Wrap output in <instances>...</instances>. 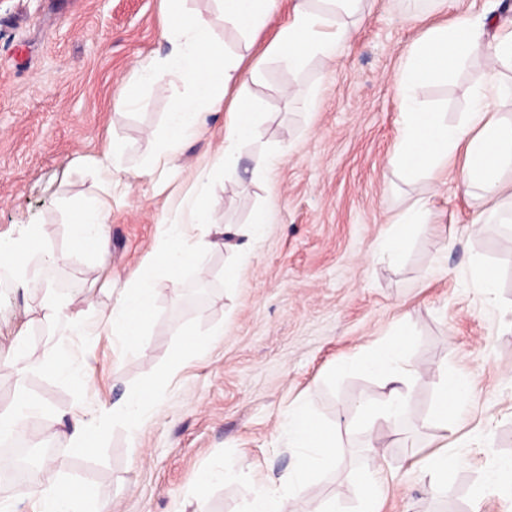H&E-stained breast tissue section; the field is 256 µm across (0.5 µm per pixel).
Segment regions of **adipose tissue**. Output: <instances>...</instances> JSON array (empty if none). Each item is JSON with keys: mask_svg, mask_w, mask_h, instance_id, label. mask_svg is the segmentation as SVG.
Returning a JSON list of instances; mask_svg holds the SVG:
<instances>
[{"mask_svg": "<svg viewBox=\"0 0 512 512\" xmlns=\"http://www.w3.org/2000/svg\"><path fill=\"white\" fill-rule=\"evenodd\" d=\"M169 20L161 36L171 46L160 61L140 64L134 83L121 87L123 106L140 105L139 89L167 72L177 78L182 90L167 114V133L155 137L153 150L139 167V175L154 176L167 166L183 143L196 139L207 114L223 112L224 139L216 153L195 173L194 180L175 205V219L164 225L160 243L152 252L146 271L121 288L111 305L100 313V321L112 335L114 357L132 350L141 332L155 314L156 278L165 276L179 283L186 274L203 277L208 255L213 248L208 226L215 219L207 204L209 191L221 183H235L245 144L254 137L266 114L263 99L245 94L247 78L257 77L269 58L277 57L295 69L316 58H332L339 45L350 36L340 23L344 14L359 10L361 0H295L288 21L277 30L263 55L246 61L243 55L227 48L210 22L186 11L185 0H166ZM275 0H224V22L251 35L265 28L272 19ZM484 15H459L446 25L428 30L407 52L402 75L396 85L400 131L387 158L389 167L406 177L432 175L448 159L463 154L459 180L467 194L480 199L498 200L511 187L504 177L512 172V119L499 116L492 101H512V82L489 79L475 89L468 112L454 123L444 113L424 107L415 88L423 82H444L466 61L488 55L496 65L512 66V34L495 43L485 42ZM71 233L76 242L99 253L106 246L105 226L112 212L111 197H82L70 204ZM431 209L419 199L399 213L392 231L376 246L377 255L400 261L409 233L428 223ZM13 262V276L20 287L36 288V271L57 264L55 253L42 247H24L23 243L0 240V260ZM409 343L407 334H399L380 345L359 351L352 360L339 363V370H355L378 378L389 388L382 400L360 394L354 413L345 419L342 429L353 435L376 420L403 423L409 413L411 375L404 366L403 353ZM163 380L150 378L129 389L125 397L105 406L98 418H78L66 439L69 448L81 454L91 453L97 442L98 420H109L124 427L130 436H138L144 426L161 413L160 389ZM471 388L465 377L442 383L432 423L447 429L458 421L471 401ZM42 414L26 390H19L11 411L0 414V436H35ZM281 435L288 439L294 463L288 473L255 482L251 473L226 466L204 470L200 487L246 482L252 489L242 512H289L303 499L311 481L334 471L341 444L334 426L318 420L305 400H296L278 421ZM26 496L31 512H103L91 488L84 483L64 481L44 484L38 472H30Z\"/></svg>", "mask_w": 512, "mask_h": 512, "instance_id": "obj_1", "label": "adipose tissue"}]
</instances>
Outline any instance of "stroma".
I'll return each instance as SVG.
<instances>
[{
    "label": "stroma",
    "instance_id": "1",
    "mask_svg": "<svg viewBox=\"0 0 512 512\" xmlns=\"http://www.w3.org/2000/svg\"><path fill=\"white\" fill-rule=\"evenodd\" d=\"M293 2L277 0L271 24L247 38L225 26L220 0H187V7L249 57L264 51ZM164 12L163 0H0V238L19 242L35 228L40 246L59 257L42 287L0 277V349L41 363L20 383L0 376V413L13 408L21 387L47 407L46 435L30 442L54 449L41 464L43 481L87 483L111 512H194L198 478L211 466L280 476L292 456L277 432L279 414L304 396L319 417L340 423L360 393L382 399L380 380L334 369L404 329L411 338L404 361L414 373L412 434L379 420L343 437L336 471L314 480L307 499L356 512L354 474L376 450L387 480L381 512H512V492L475 495L485 471L512 455V225L471 232L475 215L493 203L464 193L460 158L413 181L386 163L398 134L396 84L407 50L459 13H487L485 38L493 40L512 30V0L419 9L413 0H364L360 15L346 20L352 39L334 58L312 60L301 71L269 60L247 87L266 100L268 114L245 148L240 184L215 187L208 203L218 225L234 232L260 208L274 211V224L246 255L212 231L217 245L205 277L186 275L179 287L158 280L153 320L117 360L99 321L109 301L104 284L119 288L142 272L171 215L170 193L191 182L224 134L225 113L210 114L205 132L182 146L163 176L136 173L149 134L165 131L178 81L160 74L142 88L135 108L121 107L117 92L140 63L168 52ZM493 75L510 81L512 69L479 56L448 83L422 84L417 94L455 121ZM300 98L315 101V111L297 109ZM116 141L126 148L130 173L112 188L108 242L96 254L72 237L67 203L101 194L94 163L110 156ZM269 149L287 150L286 162L272 180L253 178L258 155ZM418 198L430 200L432 219L409 236L405 260L373 257L392 216ZM475 255L496 274L493 298L467 273ZM231 268L238 271L233 280L226 276ZM66 300L83 320L82 329L68 332L70 341L91 353L80 387L51 371L64 329L45 314L51 302ZM216 327L222 340L163 385L162 414L137 438L108 425L96 452L67 448L73 416L97 414L163 373L182 330ZM458 374L474 389L470 415L446 436L422 427L440 380ZM443 447L462 465L448 478L447 498L437 501L410 469Z\"/></svg>",
    "mask_w": 512,
    "mask_h": 512
}]
</instances>
